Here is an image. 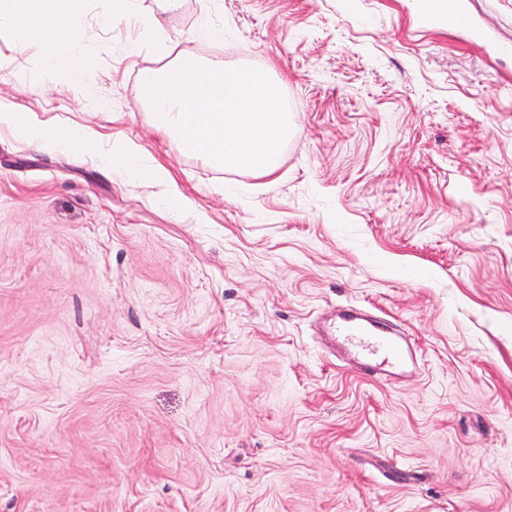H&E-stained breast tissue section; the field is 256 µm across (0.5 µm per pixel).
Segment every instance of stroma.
Masks as SVG:
<instances>
[{
  "instance_id": "35a3bbf8",
  "label": "stroma",
  "mask_w": 512,
  "mask_h": 512,
  "mask_svg": "<svg viewBox=\"0 0 512 512\" xmlns=\"http://www.w3.org/2000/svg\"><path fill=\"white\" fill-rule=\"evenodd\" d=\"M85 42L108 110L41 50L0 98L130 143L173 180L0 129V512H512V0L418 28L415 0H182ZM281 81L274 176L211 167L147 124L183 47ZM395 320L389 385L317 322Z\"/></svg>"
}]
</instances>
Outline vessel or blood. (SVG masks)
<instances>
[{"label":"vessel or blood","instance_id":"vessel-or-blood-1","mask_svg":"<svg viewBox=\"0 0 512 512\" xmlns=\"http://www.w3.org/2000/svg\"><path fill=\"white\" fill-rule=\"evenodd\" d=\"M322 332L361 370L387 383L403 382L416 368V351L389 323L369 309L344 305L327 318Z\"/></svg>","mask_w":512,"mask_h":512}]
</instances>
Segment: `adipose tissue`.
<instances>
[{"label":"adipose tissue","instance_id":"obj_1","mask_svg":"<svg viewBox=\"0 0 512 512\" xmlns=\"http://www.w3.org/2000/svg\"><path fill=\"white\" fill-rule=\"evenodd\" d=\"M89 0H0V27L10 29L16 52L31 44L42 48L48 74L65 73L71 86L85 99H94L96 89L90 76L92 63L82 50L90 36ZM0 127L31 140L64 151L93 153L100 163L120 174H141L140 151L126 145L115 149L103 145L98 133L81 126H48L33 113L16 111L0 100Z\"/></svg>","mask_w":512,"mask_h":512}]
</instances>
